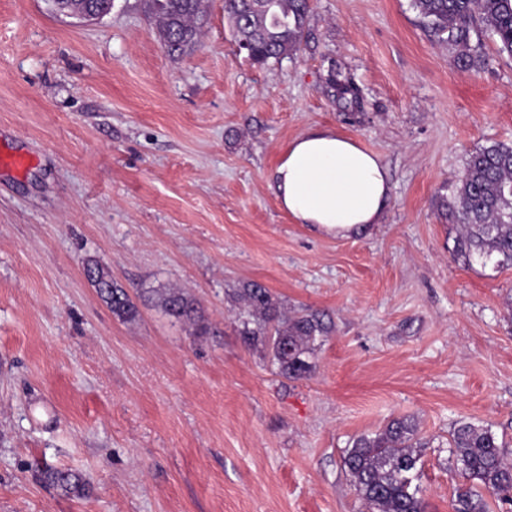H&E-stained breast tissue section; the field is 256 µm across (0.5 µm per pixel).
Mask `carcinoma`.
<instances>
[{
	"label": "carcinoma",
	"instance_id": "obj_1",
	"mask_svg": "<svg viewBox=\"0 0 512 512\" xmlns=\"http://www.w3.org/2000/svg\"><path fill=\"white\" fill-rule=\"evenodd\" d=\"M156 34L171 56L199 44L203 0H149ZM413 8L440 42L456 51L461 67L480 63L473 38L483 24L495 38L498 51L512 56V0H412ZM224 12L236 41L252 47L251 61L266 65L298 50L309 12V0H224ZM336 98L356 101L354 87L330 81ZM455 229L453 256L475 261L500 272L512 269V146L494 143L468 154L455 201L446 206ZM93 285L112 313L126 320L136 314L129 294L112 281L109 270L91 266ZM243 309L237 319L249 343L267 349L281 375L304 378L308 361L326 328L314 314L286 317L263 285L252 282L236 293ZM163 311L192 322L200 335L208 326L195 302L174 289L159 293ZM424 443L410 417H399L379 431L354 438L343 456L344 468L360 497L364 512H425L419 496ZM448 464L471 485L456 494L455 512H489L483 492L512 498V463L491 426L460 422L448 439ZM45 482L68 495L88 493V483L73 471L47 469Z\"/></svg>",
	"mask_w": 512,
	"mask_h": 512
}]
</instances>
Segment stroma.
Listing matches in <instances>:
<instances>
[{
	"instance_id": "1",
	"label": "stroma",
	"mask_w": 512,
	"mask_h": 512,
	"mask_svg": "<svg viewBox=\"0 0 512 512\" xmlns=\"http://www.w3.org/2000/svg\"><path fill=\"white\" fill-rule=\"evenodd\" d=\"M203 30L173 58L145 0L91 22L0 0V151L28 158L0 168V512H362L343 451L400 416L425 443L426 512H454L455 423L512 454V270L454 258L443 206L470 152L512 144V57L486 35L460 68L411 0H310L299 50L263 66L236 54L224 0ZM312 127L381 157V224L336 238L281 207L271 174ZM251 282L327 325L308 377L245 342ZM168 288L207 335L162 311ZM88 269L93 271V285L100 297L110 306L112 313L123 320L132 319L136 314V307L127 291L112 281L109 270L99 264L88 266ZM43 479L68 495L83 496L88 493V483L73 471L47 469L43 472Z\"/></svg>"
}]
</instances>
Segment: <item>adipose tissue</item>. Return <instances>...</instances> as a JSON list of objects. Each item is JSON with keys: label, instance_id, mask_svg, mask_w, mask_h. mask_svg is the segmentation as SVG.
Segmentation results:
<instances>
[{"label": "adipose tissue", "instance_id": "obj_1", "mask_svg": "<svg viewBox=\"0 0 512 512\" xmlns=\"http://www.w3.org/2000/svg\"><path fill=\"white\" fill-rule=\"evenodd\" d=\"M273 179L282 206L296 223L340 238L382 223L391 192L378 154L319 127L289 143Z\"/></svg>", "mask_w": 512, "mask_h": 512}]
</instances>
